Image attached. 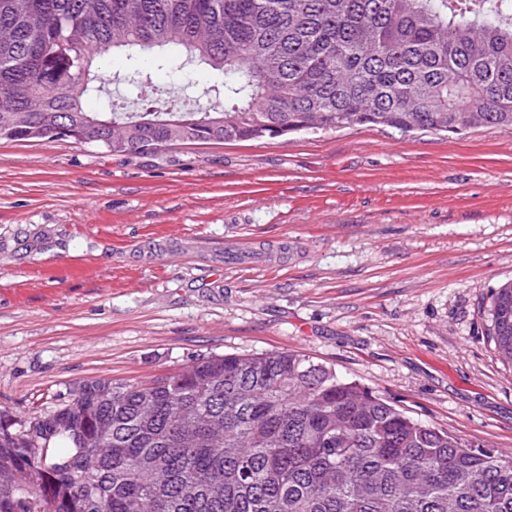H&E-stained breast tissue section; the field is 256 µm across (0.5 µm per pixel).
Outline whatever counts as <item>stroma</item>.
Returning <instances> with one entry per match:
<instances>
[{"mask_svg": "<svg viewBox=\"0 0 512 512\" xmlns=\"http://www.w3.org/2000/svg\"><path fill=\"white\" fill-rule=\"evenodd\" d=\"M167 98L215 78L152 69ZM512 127L381 125L113 153L0 140V411L296 351L427 424L512 452ZM488 336L503 362L512 366V283L498 288L492 300Z\"/></svg>", "mask_w": 512, "mask_h": 512, "instance_id": "35a3bbf8", "label": "stroma"}]
</instances>
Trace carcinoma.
I'll list each match as a JSON object with an SVG mask.
<instances>
[{
  "label": "carcinoma",
  "instance_id": "carcinoma-1",
  "mask_svg": "<svg viewBox=\"0 0 512 512\" xmlns=\"http://www.w3.org/2000/svg\"><path fill=\"white\" fill-rule=\"evenodd\" d=\"M183 50L230 81L167 112L82 100L96 59ZM382 125L512 126V0H0V139L112 152ZM488 336L512 365V284ZM0 512H512V455L407 416L308 356L202 358L83 382L42 418L0 413Z\"/></svg>",
  "mask_w": 512,
  "mask_h": 512
}]
</instances>
